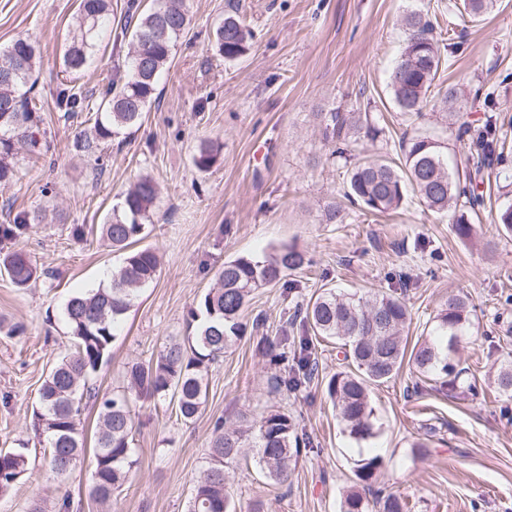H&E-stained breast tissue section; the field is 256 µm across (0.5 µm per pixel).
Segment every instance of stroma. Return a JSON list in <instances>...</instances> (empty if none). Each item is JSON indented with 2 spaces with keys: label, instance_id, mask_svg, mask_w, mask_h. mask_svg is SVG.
<instances>
[{
  "label": "stroma",
  "instance_id": "1",
  "mask_svg": "<svg viewBox=\"0 0 512 512\" xmlns=\"http://www.w3.org/2000/svg\"><path fill=\"white\" fill-rule=\"evenodd\" d=\"M456 0H240V16L253 34L248 54L228 62L210 40L229 0H190L189 31L140 125L112 141L104 171L71 152L72 123L59 117L62 54L76 31L75 0H0V46L20 35L41 55L35 97L44 135L21 154L12 183L0 186V224L8 213L39 209L57 223L37 224L18 240L45 275L16 288L0 268V450L24 448L28 470L0 498V512H31L40 503L69 498L71 512H187L194 479L204 469L213 425L259 419L271 407L294 416L316 451L291 464L288 483L267 481L255 469L227 466V490L239 512H340L355 488L361 459L381 455L379 486L404 496L410 512H512V397L498 394L491 368L512 353V236L497 223L512 203V160L499 168L475 224L479 242H460L447 216L426 211L414 192L402 208L381 217L359 215L343 196L346 166L331 158L320 131L321 113L334 108L368 112L383 132L358 140L353 158L395 156L404 135L417 132L447 146L462 161L457 140L436 98L420 119L398 112L389 76L407 36L410 10L447 26ZM458 46L440 72L442 87L458 92L465 121L482 125L486 112L475 90L492 93L497 126L512 149V0H496L477 22L458 26ZM127 36L109 40L81 78L86 93L124 74ZM221 147L218 162L198 171L192 157L202 142ZM151 177L160 194L150 214L146 245L161 268L127 313L110 361L95 385L121 389L128 363L147 360L191 334L187 311L213 288L224 262L261 258L288 245L306 253L309 268L290 273L296 289L255 292L245 321L260 317L262 332H247L212 364L205 409L186 422L169 399L139 402L133 431L139 465L110 508L89 494L92 466L81 462L66 484L49 479L44 445L34 427L39 389L71 344L63 307L80 288L94 287L120 258L101 241L72 235L76 224L104 223L138 176ZM344 213L329 224L330 205ZM341 294L398 289L411 312L409 341L432 334L449 294L470 302V323L452 357L464 367L461 392L449 397L410 368L370 392L371 437L353 438L325 392L324 380L343 370L335 344L319 341L321 378L297 393L272 390L262 335H277L299 303L323 289ZM430 453L413 454L417 439Z\"/></svg>",
  "mask_w": 512,
  "mask_h": 512
}]
</instances>
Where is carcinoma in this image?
<instances>
[{
  "label": "carcinoma",
  "mask_w": 512,
  "mask_h": 512,
  "mask_svg": "<svg viewBox=\"0 0 512 512\" xmlns=\"http://www.w3.org/2000/svg\"><path fill=\"white\" fill-rule=\"evenodd\" d=\"M492 7L493 0H462L461 4L463 12L474 19ZM73 23L79 36L65 46L63 64L69 73L80 74L88 71L101 44L112 34V0H78ZM189 25L186 0H156V6L145 12L130 6L121 24L122 32L130 37L123 82L108 83L95 98L72 85L59 91L57 104L64 120L89 114L90 128L82 124L75 128L74 147L95 158L97 170H103V154L112 139L141 120ZM404 25L409 35L390 75L396 108L405 115L418 116L429 96H442L449 109V125L456 127L457 138H467L477 162L461 170L448 163L438 141L423 135L406 137L399 143L401 164L386 158L355 162L346 173L344 196L364 216L385 214L401 208L408 183L424 208L448 215L455 235L470 240L476 232L472 220L484 205L480 187L484 184L485 159L506 162V138L495 135L493 115L487 116L481 127L461 120L460 113L454 111L456 91L438 87L443 52L453 46L452 38L444 37L437 30L439 24L418 12L406 15ZM251 39L236 8L224 16L214 32L215 48L226 61L244 56ZM37 59L36 46L26 36L0 47V184L15 177L18 155L38 144L42 118L30 97ZM320 117L323 138L338 157L350 152L355 132L363 129L371 140L383 132L367 112H322ZM220 152V146L206 142L194 154L193 165L206 172L218 161ZM157 196L152 179L139 180L100 225V240L123 255L122 263L112 270L110 286L79 289L66 302L64 318L71 346L42 382L40 406L33 411L36 430L46 438L47 471L64 484L73 473V468L66 466L67 459L81 457L87 450L80 428L82 412L89 404L96 408L90 493L100 500L112 498L137 469L136 449L132 447L133 403L170 396L184 421L197 418L206 401L211 365L247 331L243 313L254 291L279 284L291 290L294 284L284 281L286 273L309 265L305 254L286 246L270 258L242 256L224 262L217 274L219 286L202 294L190 309L191 320L196 322L194 333L166 344L147 362L132 363L126 370L127 386L102 393L92 382L93 376L111 357L121 320L158 274L157 252L137 247L146 236V221ZM44 220L45 214L36 211L18 215L11 224H0V244L21 238ZM0 265L17 288H27L39 278L36 265L20 249L0 247ZM469 315L466 297L448 295V303L437 315V338L427 336L409 352L405 336L409 313L400 297L387 292L355 297L327 288L296 306L280 335L263 338V350L271 365H283V372L275 375L276 391L295 393L319 376L314 340L336 341L349 370L332 374L325 390L349 433L364 439L373 434L369 387L387 382L406 360L417 372L436 376L440 386L448 388V397L456 395L462 371L450 352L464 335ZM290 328L298 335L289 337ZM289 359L292 364L284 366ZM494 384L498 393L512 396V359L501 363ZM244 448L255 449L256 465L275 484L288 481L292 458L303 450L314 451L310 439L299 436L292 418L280 410H270L255 423L235 428L224 427V421L218 419L208 465L195 479L188 512H236L226 490L224 468ZM26 465L22 451H0V497L8 495L23 478ZM381 468L377 455L361 460L355 470L357 481L371 485ZM371 508L375 512H406L408 503L394 494H379L369 502L356 490L348 491L341 502V512H369Z\"/></svg>",
  "instance_id": "1"
}]
</instances>
